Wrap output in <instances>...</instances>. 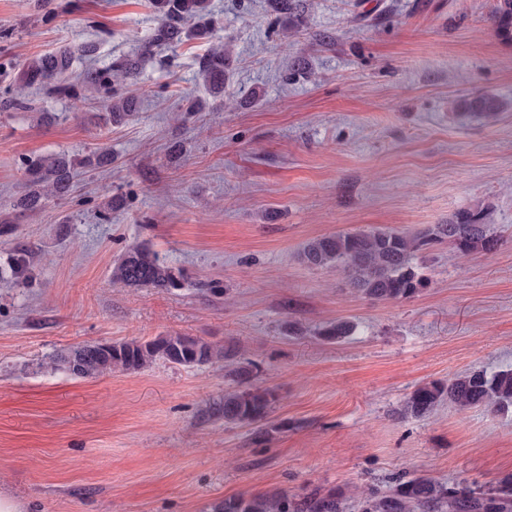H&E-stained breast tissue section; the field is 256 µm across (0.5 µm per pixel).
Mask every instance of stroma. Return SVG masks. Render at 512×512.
<instances>
[{
	"label": "stroma",
	"mask_w": 512,
	"mask_h": 512,
	"mask_svg": "<svg viewBox=\"0 0 512 512\" xmlns=\"http://www.w3.org/2000/svg\"><path fill=\"white\" fill-rule=\"evenodd\" d=\"M272 21L267 0H211L215 42L234 48L223 101L201 91L188 42L146 61L129 123L100 131L83 111H0V265L29 250L32 279L0 285V491L23 512H210L242 493L362 491L401 474L479 485L512 473V410L426 418L397 410L417 386L471 367H512V45L490 29L494 0H306ZM0 0V55L24 72L64 44L101 66L137 53L148 0ZM289 28L274 35L270 24ZM493 94L497 121L460 117L458 94ZM107 147L112 166L75 198L11 209L25 158ZM124 202L111 222L108 192ZM486 208L496 250L440 245L416 262L429 284L373 302L333 269L298 259L309 239L373 227L413 233ZM145 243L181 287L124 288L112 266ZM348 318L354 336L318 339ZM304 335L288 334L289 321ZM164 333L233 348L276 394L261 436L213 419L233 389L225 365L163 361L84 380L42 361L83 342Z\"/></svg>",
	"instance_id": "stroma-1"
}]
</instances>
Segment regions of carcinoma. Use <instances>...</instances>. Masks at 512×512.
<instances>
[{
  "mask_svg": "<svg viewBox=\"0 0 512 512\" xmlns=\"http://www.w3.org/2000/svg\"><path fill=\"white\" fill-rule=\"evenodd\" d=\"M158 23L138 55L125 56L103 68L83 64L84 47L63 46L40 64L23 73L22 82L36 85L46 94L67 99L80 110L91 92L102 99L105 112L99 114L103 127L120 124L135 111L134 99L120 89L137 80L145 61L158 51L175 49L185 40H205L213 34L215 21L209 0H151ZM491 30L499 39L512 43V0H495L490 14ZM229 45H214L199 62L203 79L201 96H190L185 111L199 112L210 101L224 98L229 80ZM506 103L492 94L460 96L450 100V108L460 116L497 120ZM112 152L97 147L82 158L66 153L38 156L21 167L26 190L16 201L21 210H36L50 198L75 190L81 174L107 166ZM447 243L463 254L494 250L499 239L490 232L488 213L475 208L456 214L446 224H429L409 234L394 228H372L354 233L320 236L307 241L301 262L311 268L344 272L350 285L365 298L377 302L408 299L427 286L418 272L419 251ZM31 279L29 253L17 250L6 266H0V281L14 284ZM112 280L128 288L169 289L181 286V276L145 244L129 247L112 266ZM356 330L354 322L338 319L318 331L323 340H346ZM231 348L214 345L199 336L167 333L151 340L116 342L102 347L84 342L62 350L43 362L47 371L63 370L81 379H97L112 373L139 371L162 360L181 366L212 365L231 361ZM237 386L224 392L215 412L226 425L255 426L265 434L281 430L269 413L276 399L274 391L251 382L246 366L233 370ZM448 402L460 411L484 408L491 412L512 407V368L489 373L482 368L466 370L448 381H430L417 386L398 409L401 417L425 418ZM345 495L338 488L312 490L299 495L279 491L264 495L228 497L212 506L211 512H344ZM359 512H512V474L486 488L466 480L443 484L427 475L400 476L386 489L373 487L361 497Z\"/></svg>",
  "mask_w": 512,
  "mask_h": 512,
  "instance_id": "obj_1",
  "label": "carcinoma"
}]
</instances>
